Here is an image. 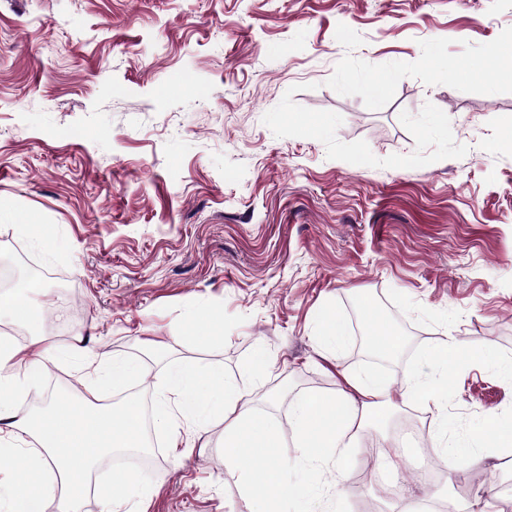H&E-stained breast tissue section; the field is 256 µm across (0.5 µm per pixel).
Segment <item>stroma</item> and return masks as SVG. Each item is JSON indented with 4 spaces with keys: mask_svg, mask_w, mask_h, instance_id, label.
I'll return each instance as SVG.
<instances>
[{
    "mask_svg": "<svg viewBox=\"0 0 512 512\" xmlns=\"http://www.w3.org/2000/svg\"><path fill=\"white\" fill-rule=\"evenodd\" d=\"M497 54L502 75L462 76ZM393 71L382 100L371 81ZM512 0H0V263L37 272L66 345L78 324L98 353L143 364L112 399L147 397L159 462L147 512H254L224 452V424L172 459L157 425L169 366L223 367L251 407L281 430L289 486L306 465L290 404L334 394L361 372L400 392L442 333L464 348L448 379L449 437H476L483 414L512 424V379L470 360H512ZM53 237L34 246L25 224ZM215 309L199 342L193 310ZM403 339L380 356L362 315ZM350 337L337 355L318 318ZM156 338L164 350L147 353ZM275 359L252 374L255 351ZM55 386L82 393L69 360ZM425 407L395 410L358 434L344 494L322 512H394L383 482L416 496L419 456L365 478V450L412 424L439 444ZM451 488L473 512L512 506V454L459 469ZM320 336L318 342L320 348L335 355L344 343L345 337L349 335L346 325L338 319L335 314L324 312L319 316Z\"/></svg>",
    "mask_w": 512,
    "mask_h": 512,
    "instance_id": "35a3bbf8",
    "label": "stroma"
}]
</instances>
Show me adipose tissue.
Wrapping results in <instances>:
<instances>
[{
	"label": "adipose tissue",
	"mask_w": 512,
	"mask_h": 512,
	"mask_svg": "<svg viewBox=\"0 0 512 512\" xmlns=\"http://www.w3.org/2000/svg\"><path fill=\"white\" fill-rule=\"evenodd\" d=\"M44 291L42 282L32 279L1 294L0 315L31 324L42 315L34 297ZM461 349L455 337L443 336L431 354L439 380L409 375L397 396L391 391L388 375L363 373L347 377L348 388L340 394L311 391L293 401L289 424L309 468L306 479L293 492L282 480L283 463L275 458L277 427L257 419L243 398L240 384L225 378L223 368H203L191 361L172 366L166 389L174 395L175 407L162 423L167 446L174 451L188 447L182 428L204 430L214 421H223L224 448L241 474L245 494L262 503L263 512H282L290 502L297 512H314L319 488L328 480H335L337 492L345 491L352 440L365 422L382 419L395 400L431 405L434 427L447 428V374L454 369ZM63 353L77 360L85 377L105 372L107 382L116 388L142 372L141 364L134 360L103 359L79 334L64 349L50 342L39 328L33 329L24 344L0 338V460H10L12 468L8 489L0 492V512H82L84 498L90 492L107 505L109 512H121L127 492H135L142 502L154 494L153 484L137 483L129 475L115 476L106 484L90 482L99 461L121 450L148 448L137 401L107 404L98 391L91 389L75 398L53 396L46 409L38 413L17 405V394L39 387ZM482 428V443L469 439L444 442L434 451L437 463L452 473L463 465L491 458L487 444L500 433L497 415H485ZM27 437L38 446L35 455L16 451Z\"/></svg>",
	"instance_id": "ef3b65f1"
}]
</instances>
